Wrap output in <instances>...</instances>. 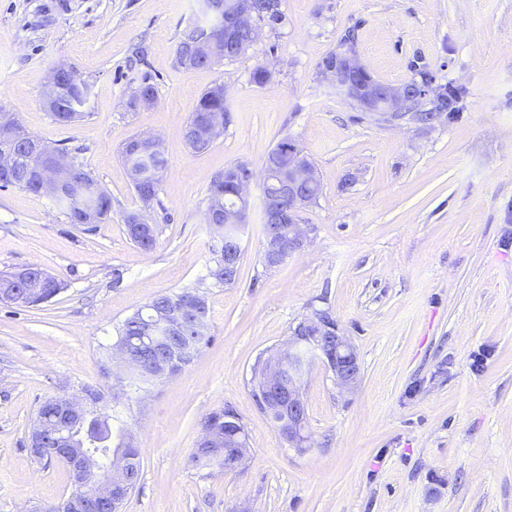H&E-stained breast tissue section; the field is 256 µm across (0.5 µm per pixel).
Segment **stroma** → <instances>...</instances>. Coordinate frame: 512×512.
I'll return each mask as SVG.
<instances>
[{
  "instance_id": "stroma-1",
  "label": "stroma",
  "mask_w": 512,
  "mask_h": 512,
  "mask_svg": "<svg viewBox=\"0 0 512 512\" xmlns=\"http://www.w3.org/2000/svg\"><path fill=\"white\" fill-rule=\"evenodd\" d=\"M242 55L186 70L198 0H0V107L31 136L80 148L112 198L107 223H70L49 196L0 187V271L36 264L61 292L36 307L0 302V512H46L73 490L60 461H36L40 405L98 394L95 412L132 433L142 478L122 512H512V0H280ZM389 84L429 71L462 90L432 123L366 114L321 62L346 34ZM70 65L88 86L79 120L43 105ZM268 67L271 79L252 80ZM151 107L131 101L141 83ZM223 84L231 122L208 149L185 141L206 89ZM158 136L168 165L143 205L121 159ZM314 165L304 250L263 264V170L282 138ZM247 164L250 210L233 286L205 275L211 178ZM156 227L145 251L124 217ZM202 289L207 335L195 360L144 389H116L117 329L160 294ZM328 315L354 346L361 380L341 391L315 362L302 393L309 442L284 440L259 409L253 370L292 329ZM247 433L238 469L196 468L211 412Z\"/></svg>"
}]
</instances>
